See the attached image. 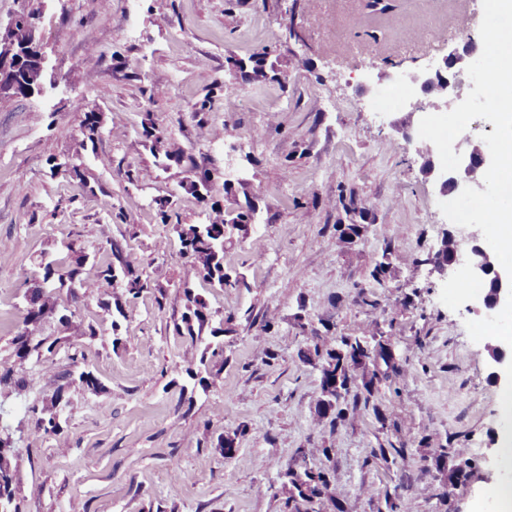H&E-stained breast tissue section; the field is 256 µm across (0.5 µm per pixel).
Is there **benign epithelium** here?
I'll list each match as a JSON object with an SVG mask.
<instances>
[{
	"label": "benign epithelium",
	"mask_w": 512,
	"mask_h": 512,
	"mask_svg": "<svg viewBox=\"0 0 512 512\" xmlns=\"http://www.w3.org/2000/svg\"><path fill=\"white\" fill-rule=\"evenodd\" d=\"M36 30L35 23H29L27 26L29 50L25 52L12 50L7 54L0 55L1 71L18 76L24 73L25 68L30 65L40 71L44 69V56L33 47ZM472 52L473 45L467 44L462 51H456L451 54L450 58L443 59L442 63L414 71L408 74V78L423 93L433 94L435 99L433 105L435 106L441 103L446 105L450 102H460L462 97L458 94V88L461 82L448 81L442 75V69L450 64L459 66L461 70L464 69ZM454 149L456 153L462 155L460 167L456 172H444L430 163L425 169V174L434 179L443 194L450 191L459 194L466 187L484 189L481 172L487 165V155L478 149L469 137L456 143ZM430 261L435 270L443 277L453 276L463 270L471 278L486 282L487 292L482 298L485 310L496 311L504 307L509 291L508 275L504 269L496 265L492 253L485 247L477 234L474 233L466 239L456 241V248L451 255H446L441 249L430 258Z\"/></svg>",
	"instance_id": "obj_1"
}]
</instances>
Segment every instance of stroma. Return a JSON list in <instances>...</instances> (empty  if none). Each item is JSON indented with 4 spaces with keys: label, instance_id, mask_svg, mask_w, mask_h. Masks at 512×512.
I'll use <instances>...</instances> for the list:
<instances>
[{
    "label": "stroma",
    "instance_id": "35a3bbf8",
    "mask_svg": "<svg viewBox=\"0 0 512 512\" xmlns=\"http://www.w3.org/2000/svg\"><path fill=\"white\" fill-rule=\"evenodd\" d=\"M391 3L389 20L375 22L365 0H0L1 25L39 14L47 59L39 92L0 102V240L11 245L0 257V366L21 365L30 381L0 404L20 512H287L282 474L300 450L330 479L318 512H387L388 493L409 512H488L512 472V455L490 439L511 436L512 421L497 408L487 344L465 326L480 317L474 292L427 262L447 236L470 234L438 210L415 149L434 108L420 92L380 119L360 108L393 74L479 40L482 0ZM205 122L238 135L208 142ZM158 132L184 159L157 165ZM130 171L143 180L129 182ZM342 195L366 201V217L337 206ZM249 204L252 224L224 252L244 287L187 278L177 225ZM358 222V242L341 244L337 225ZM70 240L89 252L119 242L153 285L135 300L103 288L74 304L68 332L40 328L59 340L57 371L81 354L96 392L46 384L11 347L41 253ZM387 245L379 285L370 271ZM187 287L205 300L210 330L227 322L229 332L176 335ZM362 290L379 305H363ZM325 324L383 334L402 364L376 395L383 419L320 417L308 348ZM219 342L208 387L195 386L186 351ZM57 391L62 431L36 436L32 409ZM225 435L237 442L229 458ZM447 443L462 449L461 471L436 460ZM389 446L402 451L395 463L374 459Z\"/></svg>",
    "mask_w": 512,
    "mask_h": 512
}]
</instances>
